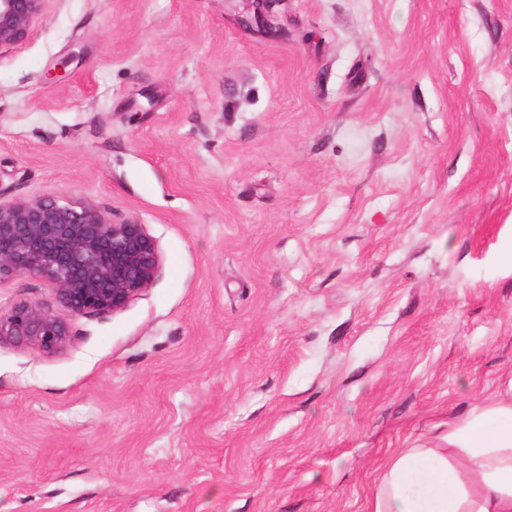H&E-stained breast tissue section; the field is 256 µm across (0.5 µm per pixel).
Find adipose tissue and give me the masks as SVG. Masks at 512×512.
Instances as JSON below:
<instances>
[{"mask_svg": "<svg viewBox=\"0 0 512 512\" xmlns=\"http://www.w3.org/2000/svg\"><path fill=\"white\" fill-rule=\"evenodd\" d=\"M366 512H512V373L492 399L387 457Z\"/></svg>", "mask_w": 512, "mask_h": 512, "instance_id": "obj_1", "label": "adipose tissue"}]
</instances>
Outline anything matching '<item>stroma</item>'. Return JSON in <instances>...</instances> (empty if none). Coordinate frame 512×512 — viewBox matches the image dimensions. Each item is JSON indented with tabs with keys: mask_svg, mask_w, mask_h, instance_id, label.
I'll return each mask as SVG.
<instances>
[{
	"mask_svg": "<svg viewBox=\"0 0 512 512\" xmlns=\"http://www.w3.org/2000/svg\"><path fill=\"white\" fill-rule=\"evenodd\" d=\"M49 0L0 49V198L162 257L0 345V512H365L512 372V0ZM268 1L269 0H246L245 2L251 4H247L246 8L244 7V12L240 16L241 23L248 27L255 24L257 27H261L267 31L269 23L265 15L264 6ZM71 327L52 305L20 300L0 309V344L8 342L42 356H52L71 341Z\"/></svg>",
	"mask_w": 512,
	"mask_h": 512,
	"instance_id": "35a3bbf8",
	"label": "stroma"
}]
</instances>
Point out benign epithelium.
<instances>
[{
	"mask_svg": "<svg viewBox=\"0 0 512 512\" xmlns=\"http://www.w3.org/2000/svg\"><path fill=\"white\" fill-rule=\"evenodd\" d=\"M47 0H0V48L26 39ZM251 0L240 21L269 27L264 6ZM161 265L156 240L136 220L114 223L88 201L47 195L0 200V282L32 275L51 287L53 304L20 300L0 309V343L52 356L71 341L70 316L124 309L152 286Z\"/></svg>",
	"mask_w": 512,
	"mask_h": 512,
	"instance_id": "benign-epithelium-1",
	"label": "benign epithelium"
}]
</instances>
